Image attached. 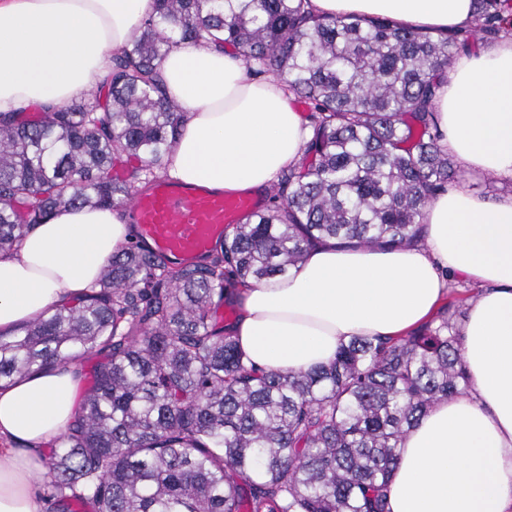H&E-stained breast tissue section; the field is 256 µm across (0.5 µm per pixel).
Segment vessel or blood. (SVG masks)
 Listing matches in <instances>:
<instances>
[{"label":"vessel or blood","mask_w":512,"mask_h":512,"mask_svg":"<svg viewBox=\"0 0 512 512\" xmlns=\"http://www.w3.org/2000/svg\"><path fill=\"white\" fill-rule=\"evenodd\" d=\"M261 208L260 200L250 193L227 195L168 179L154 182L128 205L139 235L155 251L176 260L208 253L225 230Z\"/></svg>","instance_id":"1"}]
</instances>
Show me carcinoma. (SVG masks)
Instances as JSON below:
<instances>
[{
	"label": "carcinoma",
	"instance_id": "cac0c4a2",
	"mask_svg": "<svg viewBox=\"0 0 512 512\" xmlns=\"http://www.w3.org/2000/svg\"><path fill=\"white\" fill-rule=\"evenodd\" d=\"M469 28L322 17L310 0H156L139 37L80 100L0 113V255L53 211L126 210L166 173L184 113L159 66L179 45L232 48L287 77L309 109L299 162L270 203L185 262L130 239L96 286L0 339V381L96 358L50 446L54 512H390L401 444L466 393L457 302L408 335L358 336L308 371L264 370L218 310L309 250L411 245L456 177L435 98L456 56L512 34V0H475Z\"/></svg>",
	"mask_w": 512,
	"mask_h": 512
}]
</instances>
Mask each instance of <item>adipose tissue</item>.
<instances>
[{"mask_svg": "<svg viewBox=\"0 0 512 512\" xmlns=\"http://www.w3.org/2000/svg\"><path fill=\"white\" fill-rule=\"evenodd\" d=\"M321 16H379L458 30L473 0H311ZM154 0H0V112L61 105L97 86L139 35ZM185 117L169 173L226 192L268 188L302 156L309 131L286 82L245 76L224 49L177 47L161 63ZM443 146L468 169L512 177V37L454 64L436 102ZM421 244L311 249L287 275L240 291L231 332L266 370L329 363L356 336L396 338L429 321L452 277L480 287L462 325L467 394L436 402L405 436L388 485L391 512H512V196L451 186L425 208ZM119 211L62 208L0 256V337L76 301L130 240ZM74 366L0 384V512H42V452L77 410Z\"/></svg>", "mask_w": 512, "mask_h": 512, "instance_id": "adipose-tissue-1", "label": "adipose tissue"}]
</instances>
